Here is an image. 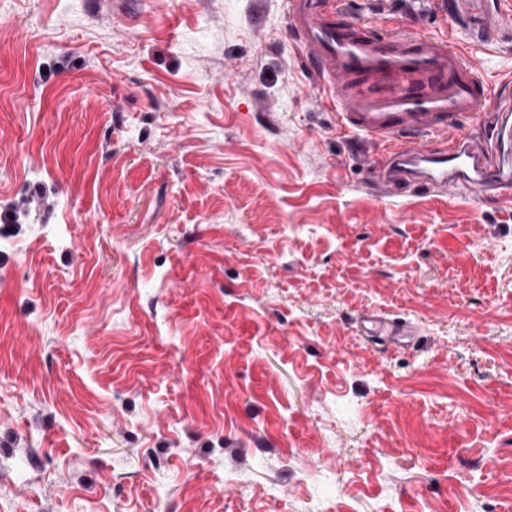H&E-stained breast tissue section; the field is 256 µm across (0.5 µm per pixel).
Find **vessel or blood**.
<instances>
[{
    "instance_id": "b4317fda",
    "label": "vessel or blood",
    "mask_w": 512,
    "mask_h": 512,
    "mask_svg": "<svg viewBox=\"0 0 512 512\" xmlns=\"http://www.w3.org/2000/svg\"><path fill=\"white\" fill-rule=\"evenodd\" d=\"M450 9L472 41L503 30L487 0H452ZM289 24L350 131L370 141L408 131L441 135L431 146L394 145L376 180L381 193L458 186L477 198L512 192V98L487 87L463 53L431 37L376 34L354 24L336 0H289ZM487 114L490 141L447 137L453 121Z\"/></svg>"
}]
</instances>
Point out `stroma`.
<instances>
[{
	"instance_id": "35a3bbf8",
	"label": "stroma",
	"mask_w": 512,
	"mask_h": 512,
	"mask_svg": "<svg viewBox=\"0 0 512 512\" xmlns=\"http://www.w3.org/2000/svg\"><path fill=\"white\" fill-rule=\"evenodd\" d=\"M339 124L288 0H0V512H512V201Z\"/></svg>"
}]
</instances>
